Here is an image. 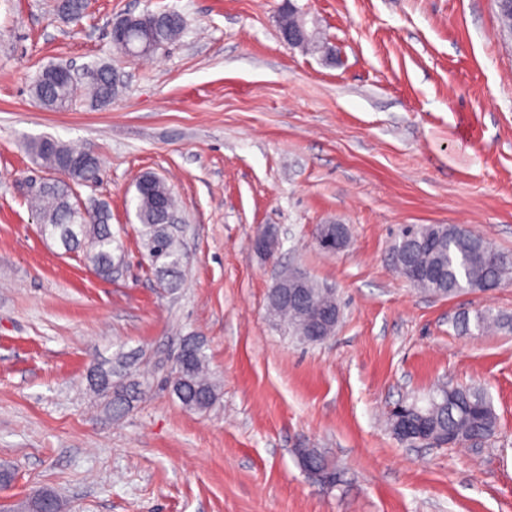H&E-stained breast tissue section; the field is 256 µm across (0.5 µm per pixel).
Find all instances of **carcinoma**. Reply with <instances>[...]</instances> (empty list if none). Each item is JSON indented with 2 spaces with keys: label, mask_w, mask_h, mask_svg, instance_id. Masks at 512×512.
I'll use <instances>...</instances> for the list:
<instances>
[{
  "label": "carcinoma",
  "mask_w": 512,
  "mask_h": 512,
  "mask_svg": "<svg viewBox=\"0 0 512 512\" xmlns=\"http://www.w3.org/2000/svg\"><path fill=\"white\" fill-rule=\"evenodd\" d=\"M88 0H64L58 11L66 16L81 17L85 14ZM156 25L142 26L129 33V44L144 55L178 40L185 28L184 18L169 12H155ZM53 67L42 69L32 86L33 95L48 108H63L76 100L80 88L71 83L57 84L48 80ZM116 78L112 69H93L86 91L98 104H109L115 95ZM29 151L43 161L50 170L66 168V160L84 154L80 149L68 146L52 137H40L28 144ZM68 169V168H66ZM98 166L85 165L68 169L72 183L52 181L44 184L31 200V209L38 216L44 234L59 239L67 251L81 249L85 260L101 277L112 276V269L121 260L120 241L112 234L109 224L111 215L106 205L99 204L91 210L82 211L72 184L96 178ZM135 214L146 228V246L151 262L173 285L180 278L185 254L168 225L164 215H175V200L167 184L153 174H145L136 185ZM440 236L432 251L420 248V236L408 237L409 228L402 229L398 242H407L406 250L393 252L395 266L406 262L432 263L443 270L438 281L416 283L420 290L438 297H451L462 292H484L499 287L512 279V255L497 250L482 235L456 224L438 225ZM269 310L282 318L288 333L303 343L310 339L302 335L303 317L295 307H283L269 301ZM492 325L502 328L512 325V320L478 312L474 319L463 318L461 329L482 332ZM178 376L171 379L173 392L181 404L189 410L209 408L218 397V386L208 375L206 355L202 342L195 336H187L177 360ZM91 386L106 398L107 407L115 414L129 408L139 399L142 389L137 383H127L124 375L114 369L99 367L90 372ZM410 418L426 430L442 435L449 433L459 438L487 440L497 428L496 414L483 393L473 388L451 387L441 390L426 400L423 405H410Z\"/></svg>",
  "instance_id": "carcinoma-1"
}]
</instances>
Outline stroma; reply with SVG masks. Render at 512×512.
<instances>
[{
  "instance_id": "1",
  "label": "stroma",
  "mask_w": 512,
  "mask_h": 512,
  "mask_svg": "<svg viewBox=\"0 0 512 512\" xmlns=\"http://www.w3.org/2000/svg\"><path fill=\"white\" fill-rule=\"evenodd\" d=\"M336 51L284 43L283 0H0V502L55 491L69 512H512V284L437 297L392 264L405 224H461L512 253V40L493 0H294ZM173 10L187 26L148 57L122 55L113 21ZM106 65L108 106L41 107L40 69ZM50 136L90 150L123 244L111 277L45 237L28 206L54 174ZM175 195L187 263L177 288L152 264L136 184ZM349 229L322 250L321 224ZM273 229L269 256L254 241ZM335 289L342 318L304 344L274 319L281 266ZM204 343L216 402L182 406L169 380L182 337ZM127 356L144 394L121 415L89 373ZM478 388L496 433L475 448L401 443L390 412L438 388ZM318 448L329 486L300 467Z\"/></svg>"
}]
</instances>
